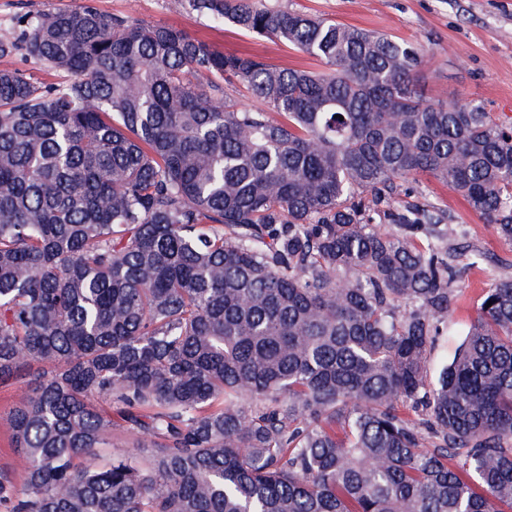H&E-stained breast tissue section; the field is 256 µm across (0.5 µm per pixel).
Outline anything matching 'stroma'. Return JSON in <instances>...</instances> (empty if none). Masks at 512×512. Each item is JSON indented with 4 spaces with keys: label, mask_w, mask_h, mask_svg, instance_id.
<instances>
[{
    "label": "stroma",
    "mask_w": 512,
    "mask_h": 512,
    "mask_svg": "<svg viewBox=\"0 0 512 512\" xmlns=\"http://www.w3.org/2000/svg\"><path fill=\"white\" fill-rule=\"evenodd\" d=\"M101 11L159 25H172L225 52H245L281 67L319 69L314 58L284 44L246 34L234 26L214 27L208 18L175 11L172 0H92ZM85 0H0V37L10 35L22 15L79 9ZM328 21L403 39L421 48L419 83L427 100L476 101L498 117L512 118V0H265ZM410 201L446 208L459 233L448 245L459 255L462 278L449 314L451 333H440L427 355L429 378L452 356L484 289L512 279V245L464 199L433 179L420 178ZM27 387L26 378L0 383V469L23 490L25 456L11 446L10 412Z\"/></svg>",
    "instance_id": "35a3bbf8"
}]
</instances>
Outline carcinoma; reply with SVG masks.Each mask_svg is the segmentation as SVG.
Instances as JSON below:
<instances>
[{"label": "carcinoma", "instance_id": "cac0c4a2", "mask_svg": "<svg viewBox=\"0 0 512 512\" xmlns=\"http://www.w3.org/2000/svg\"><path fill=\"white\" fill-rule=\"evenodd\" d=\"M175 6L321 69L90 3L0 40L64 74L0 70V381L47 366L0 512H512V280L429 383L460 273L432 240L457 226L398 205L433 178L512 244V121L428 101L410 42ZM116 426L134 442L102 462Z\"/></svg>", "mask_w": 512, "mask_h": 512}]
</instances>
